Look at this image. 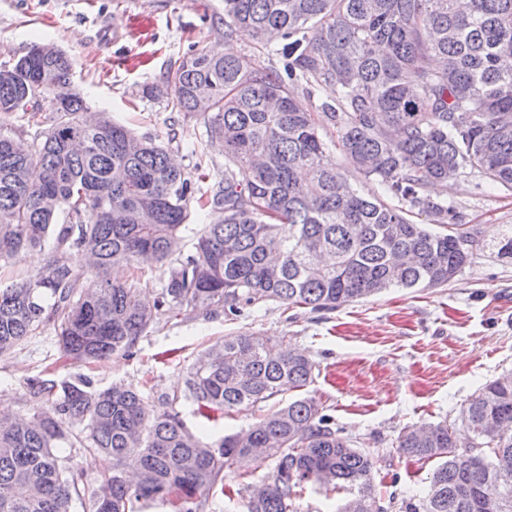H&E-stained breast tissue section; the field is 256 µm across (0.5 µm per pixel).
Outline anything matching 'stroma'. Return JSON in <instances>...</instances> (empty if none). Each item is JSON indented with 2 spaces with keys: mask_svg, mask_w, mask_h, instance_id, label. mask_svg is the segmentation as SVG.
Segmentation results:
<instances>
[{
  "mask_svg": "<svg viewBox=\"0 0 512 512\" xmlns=\"http://www.w3.org/2000/svg\"><path fill=\"white\" fill-rule=\"evenodd\" d=\"M48 42L71 58L72 83L91 111L106 112L136 135L163 143L178 136L182 145L171 155L184 171L192 170L196 158L184 144L205 138L203 119L183 118L147 90L161 84L189 49L223 46L224 0H0V64ZM447 197L480 241L471 263L448 285L393 288L325 314L270 302L233 320L165 317L139 339L135 356L94 362L64 361L47 326L0 356V402L7 413L32 415L37 405L26 386L35 377L87 379L100 390L128 384L155 407L160 394L176 397L187 426L212 440L248 428L292 394L239 406L205 427L196 406L183 397L188 368L226 335H286L320 366L307 394L371 451L383 499L422 495L434 465L401 455L399 433L421 424L460 425L472 396L512 372V262L499 260L488 247L512 226V191L457 180L449 182ZM269 469L264 462L247 479L227 477L225 491L210 493L206 512H245L237 489L261 483Z\"/></svg>",
  "mask_w": 512,
  "mask_h": 512,
  "instance_id": "stroma-1",
  "label": "stroma"
}]
</instances>
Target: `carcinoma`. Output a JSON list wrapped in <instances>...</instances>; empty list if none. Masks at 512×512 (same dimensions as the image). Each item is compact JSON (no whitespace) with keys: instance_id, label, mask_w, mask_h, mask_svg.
<instances>
[{"instance_id":"obj_1","label":"carcinoma","mask_w":512,"mask_h":512,"mask_svg":"<svg viewBox=\"0 0 512 512\" xmlns=\"http://www.w3.org/2000/svg\"><path fill=\"white\" fill-rule=\"evenodd\" d=\"M250 32L282 70L226 50L190 51L157 94L186 118L203 117L224 178L206 185L174 167L169 147L110 118L91 124L70 89L72 62L53 44L0 66V112L54 116L34 136L0 131V262L52 244L45 270L0 288V355L53 325L67 361L134 355L160 319L238 316L269 301L334 311L389 288H440L478 245L456 206L430 192L463 179L512 191V0H224V38ZM324 91L318 110L295 92ZM347 166L338 165L333 151ZM372 179L364 197L351 177ZM215 215L182 251L191 209ZM426 215L446 233L417 224ZM512 260V227L491 243ZM94 258L79 273L66 254ZM138 272L112 281V267ZM163 273L153 305L145 269ZM316 363L286 336L227 335L187 370L185 398L205 418L265 402L314 382ZM44 401L30 418L0 419V512H70L83 474L59 463L72 440L112 460L84 512H134L160 500L205 512L226 473L247 485L246 512H295L303 484L351 493L338 512H387L371 454L354 446L313 397L250 427L206 441L179 412H149L131 385L94 390L33 378ZM405 430L398 450L436 462L420 497L399 512H512V375L479 389L464 417Z\"/></svg>"}]
</instances>
